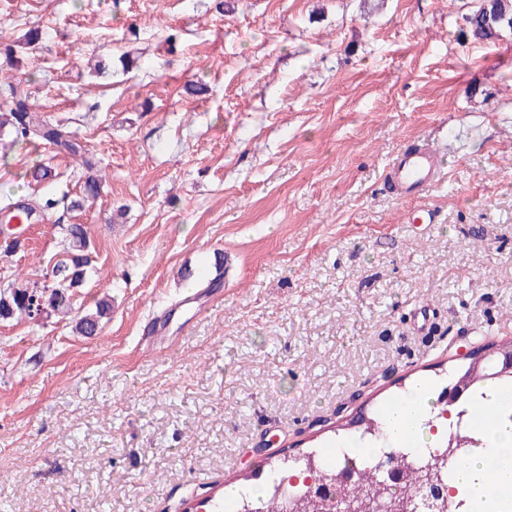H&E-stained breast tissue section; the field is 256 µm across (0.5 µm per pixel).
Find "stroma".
Returning <instances> with one entry per match:
<instances>
[{
    "mask_svg": "<svg viewBox=\"0 0 512 512\" xmlns=\"http://www.w3.org/2000/svg\"><path fill=\"white\" fill-rule=\"evenodd\" d=\"M472 6L0 0L32 103L104 174L0 254V283L52 285L82 224L94 257L72 317L0 322L8 512H181L512 337V35L464 40ZM423 143L445 169L399 196L387 166ZM82 177L19 143L0 201ZM423 208L437 223H409ZM110 309L109 303L106 301H99L96 304V312L85 314L79 317L75 324L77 333L83 336H94L99 330V322L102 315Z\"/></svg>",
    "mask_w": 512,
    "mask_h": 512,
    "instance_id": "1",
    "label": "stroma"
}]
</instances>
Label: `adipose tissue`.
<instances>
[{
    "mask_svg": "<svg viewBox=\"0 0 512 512\" xmlns=\"http://www.w3.org/2000/svg\"><path fill=\"white\" fill-rule=\"evenodd\" d=\"M429 399L430 389L421 383L386 410L390 447H413L429 440L428 431L418 425ZM507 405L512 406V393L490 391L480 408L488 421L475 430L480 446L458 467L456 487L476 512H505L503 494L512 491V422L501 419L502 409Z\"/></svg>",
    "mask_w": 512,
    "mask_h": 512,
    "instance_id": "obj_1",
    "label": "adipose tissue"
}]
</instances>
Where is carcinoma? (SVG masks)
Listing matches in <instances>:
<instances>
[{
    "mask_svg": "<svg viewBox=\"0 0 512 512\" xmlns=\"http://www.w3.org/2000/svg\"><path fill=\"white\" fill-rule=\"evenodd\" d=\"M464 38L493 44L502 37V33L512 30V0H475L474 8L465 16ZM22 81L8 84L7 96L11 108L0 113V133L9 130L13 142L26 145H45L53 149L80 158L84 171L82 196L77 200L47 198L43 203H30L19 209L14 203H6L0 208L5 219L9 220L23 213L33 222L41 214L62 204L67 209H80L87 198L99 195L102 177L90 159L85 157L84 145L60 124L40 115L29 100V95L21 89ZM67 246L63 258L53 266L54 285L50 288L18 286L10 283L0 288V321L16 316H26L31 320L51 312L64 313L71 306L70 291L82 286L88 270L92 266L93 256L87 228L82 224H70L66 229ZM110 309L109 303L99 301L96 312L79 317L75 324L77 333L94 336L99 330L102 315ZM493 356L480 359V363H470L468 367L457 369L450 384H462L467 387L469 402L466 404V416L474 418L473 411L479 408L481 395L488 386L496 384L506 391L512 390V374L495 376L492 368ZM338 439L354 442L365 440L380 447L388 442L385 422L374 416L358 415L356 418L336 426ZM476 446L473 436L461 433L458 428H446L442 441L437 448H415L413 451H398L399 458L408 464L407 480L399 487L383 482L379 473L368 468L359 472L357 489L343 488L339 492L352 499L356 512H401L407 496L414 490L426 485L441 482L453 488L455 469L458 462L469 455ZM312 473L318 479L333 483L338 474L337 464L323 457V452L312 450L294 458H283L269 466L262 483L263 492L249 499H233L232 512H282L280 488L285 486V478L291 473Z\"/></svg>",
    "mask_w": 512,
    "mask_h": 512,
    "instance_id": "1",
    "label": "carcinoma"
}]
</instances>
